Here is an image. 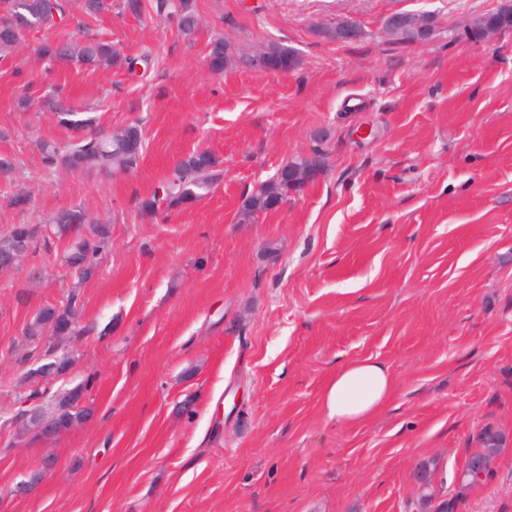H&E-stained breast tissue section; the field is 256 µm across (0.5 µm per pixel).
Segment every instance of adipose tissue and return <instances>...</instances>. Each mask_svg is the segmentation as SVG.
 Listing matches in <instances>:
<instances>
[{"instance_id": "1", "label": "adipose tissue", "mask_w": 512, "mask_h": 512, "mask_svg": "<svg viewBox=\"0 0 512 512\" xmlns=\"http://www.w3.org/2000/svg\"><path fill=\"white\" fill-rule=\"evenodd\" d=\"M393 392L387 365L371 358L354 360L337 369L322 395V407L331 420L352 425L384 406Z\"/></svg>"}]
</instances>
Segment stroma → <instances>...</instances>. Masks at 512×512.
Masks as SVG:
<instances>
[{
	"label": "stroma",
	"mask_w": 512,
	"mask_h": 512,
	"mask_svg": "<svg viewBox=\"0 0 512 512\" xmlns=\"http://www.w3.org/2000/svg\"><path fill=\"white\" fill-rule=\"evenodd\" d=\"M141 4L73 9L0 53V155L14 162L0 232L71 208L110 235L88 281L66 270L67 237L0 272V512H417L419 463L435 460V486L453 490L487 425L506 448L460 512H512V27L465 36L512 0H192L189 37ZM407 12L431 15L429 39L388 30ZM347 20L360 38L325 37ZM219 35L235 59L216 74ZM90 38L149 61L133 74L50 67L29 50ZM273 42L297 51L296 70L237 64ZM53 91L104 131L139 125L136 165L47 170L36 140L72 138L37 106ZM197 150L223 179L143 211ZM316 152L317 176L285 207L246 213L283 164ZM72 292L80 332L47 388L84 386L91 413L36 442L12 422L32 404L25 329ZM370 357L393 397L359 424L329 420L336 370ZM48 456L42 483L16 497ZM208 46V66L212 72L220 74L224 71V65L230 55V44L223 37H218L210 41Z\"/></svg>",
	"instance_id": "35a3bbf8"
}]
</instances>
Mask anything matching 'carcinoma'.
Masks as SVG:
<instances>
[{
  "label": "carcinoma",
  "mask_w": 512,
  "mask_h": 512,
  "mask_svg": "<svg viewBox=\"0 0 512 512\" xmlns=\"http://www.w3.org/2000/svg\"><path fill=\"white\" fill-rule=\"evenodd\" d=\"M156 15L163 21L172 23L185 35L190 36L196 30L197 20L190 0H154ZM70 0H0V51L9 52L26 44L29 31L38 27H52L65 22L69 17ZM35 52L51 64L77 63L88 69L102 65L112 66L127 63L130 70H136L138 61L125 59L108 42L89 40L84 43L55 42L40 43ZM230 55V44L222 37L210 41L207 55L208 66L214 73H222ZM262 57L276 63L286 71L298 67L299 59L291 48L282 44L268 45ZM46 108L56 115L58 123L74 133L73 143L60 148L48 140L37 142L43 163L50 169L64 168L72 172L97 171L108 176L116 170L132 167L139 158L142 148V132L139 126L129 125L112 134L105 135L93 130L94 119L83 116L78 109L64 106L52 97L45 101ZM314 157L300 156L281 167L277 178H273L260 187L245 202L250 213L269 212L275 209L279 201L292 192L302 191L308 167ZM223 178V170L215 157L207 151H197L176 161L162 178L161 184L154 190L152 198L143 202L144 210L155 213L160 208L167 210L193 203L206 195ZM84 214L77 209H69L58 214L53 221V233L41 230L35 224H14L8 234L0 237V243H9L17 236L26 237L31 244V254L51 252L53 237L74 235L72 249L63 261L75 262L74 274L81 282L97 275L96 254L109 240L106 226L89 224L86 237L76 228L83 223ZM81 304L76 293L68 295L60 307H45L27 326L26 334L35 339L34 349L45 355L54 354L58 345L49 330L57 329L67 320L79 321ZM479 448L472 453L476 457L487 454L496 457L503 445V436L490 426L484 427L477 435ZM434 462H422L417 468L418 479L426 493L421 495V505L434 507V512H458L467 493L475 488L474 479L468 470L459 476L458 491L451 497L436 500L432 492Z\"/></svg>",
  "instance_id": "cac0c4a2"
}]
</instances>
